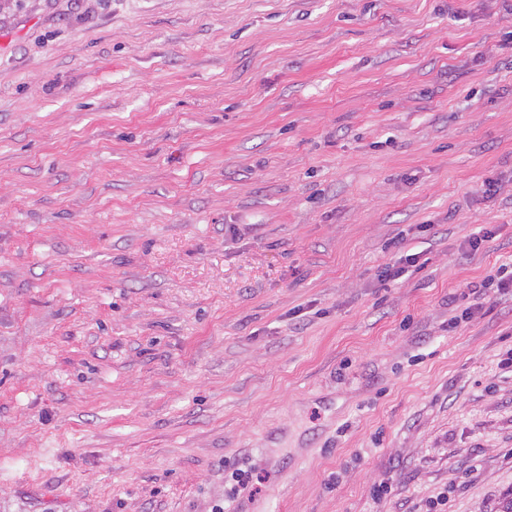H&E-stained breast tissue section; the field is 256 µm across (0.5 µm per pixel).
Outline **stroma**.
<instances>
[{"instance_id": "1", "label": "stroma", "mask_w": 512, "mask_h": 512, "mask_svg": "<svg viewBox=\"0 0 512 512\" xmlns=\"http://www.w3.org/2000/svg\"><path fill=\"white\" fill-rule=\"evenodd\" d=\"M503 266L512 0H0V512H503ZM417 261V254H407L397 263H385L379 271L378 279L384 284L389 281H395L404 275L407 267L416 266ZM401 264L403 266H399ZM472 300L460 310V315H454L448 320L449 328H456L461 321L468 322L484 314V291L478 289L472 290Z\"/></svg>"}]
</instances>
